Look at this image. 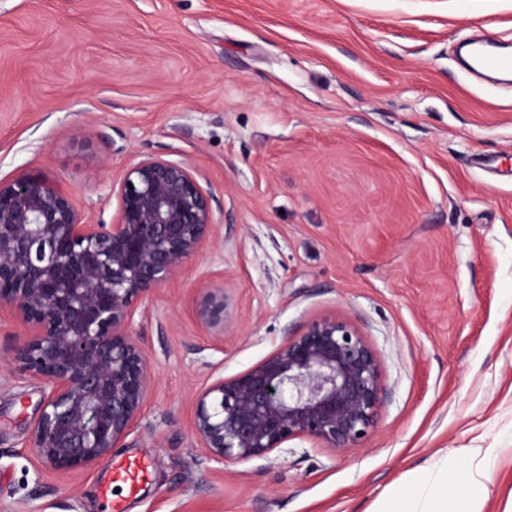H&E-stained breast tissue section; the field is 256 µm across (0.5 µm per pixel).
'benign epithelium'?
I'll return each mask as SVG.
<instances>
[{"mask_svg":"<svg viewBox=\"0 0 512 512\" xmlns=\"http://www.w3.org/2000/svg\"><path fill=\"white\" fill-rule=\"evenodd\" d=\"M117 194V222L91 224L43 174L0 180V311L23 328L12 361L49 387L31 440L56 471L106 459L137 425L154 377L130 333L135 306L217 241L213 197L186 165L145 158ZM227 307L224 280H210L197 314L217 339ZM383 397L366 338L325 316L200 390L195 433L206 459L221 464L265 458L298 438L355 448L375 427Z\"/></svg>","mask_w":512,"mask_h":512,"instance_id":"benign-epithelium-1","label":"benign epithelium"}]
</instances>
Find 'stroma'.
Returning <instances> with one entry per match:
<instances>
[{
    "label": "stroma",
    "mask_w": 512,
    "mask_h": 512,
    "mask_svg": "<svg viewBox=\"0 0 512 512\" xmlns=\"http://www.w3.org/2000/svg\"><path fill=\"white\" fill-rule=\"evenodd\" d=\"M512 45V0H0V178L41 173L88 222L147 157L214 197L217 246L142 298L155 385L113 456L151 476L126 512H379L446 455L484 453L481 512L512 494V82L461 40ZM223 277L217 341L197 305ZM355 325L385 399L358 447L307 439L207 461L195 396L310 321ZM0 314V512H104V463L44 467L43 384Z\"/></svg>",
    "instance_id": "obj_1"
}]
</instances>
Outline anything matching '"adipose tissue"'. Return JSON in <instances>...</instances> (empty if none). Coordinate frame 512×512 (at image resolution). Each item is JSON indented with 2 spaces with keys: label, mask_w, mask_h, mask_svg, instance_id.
<instances>
[{
  "label": "adipose tissue",
  "mask_w": 512,
  "mask_h": 512,
  "mask_svg": "<svg viewBox=\"0 0 512 512\" xmlns=\"http://www.w3.org/2000/svg\"><path fill=\"white\" fill-rule=\"evenodd\" d=\"M483 494L481 479L460 482L458 471L450 467L416 483L411 493L399 494L394 512H478Z\"/></svg>",
  "instance_id": "1"
}]
</instances>
